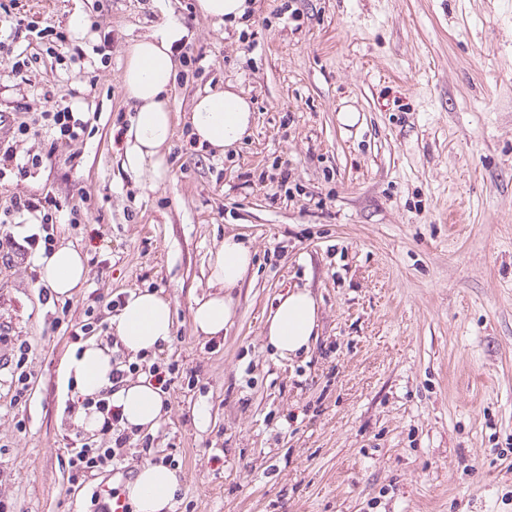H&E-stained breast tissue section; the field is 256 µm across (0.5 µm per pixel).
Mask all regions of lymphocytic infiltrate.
<instances>
[{
	"label": "lymphocytic infiltrate",
	"mask_w": 512,
	"mask_h": 512,
	"mask_svg": "<svg viewBox=\"0 0 512 512\" xmlns=\"http://www.w3.org/2000/svg\"><path fill=\"white\" fill-rule=\"evenodd\" d=\"M42 118L53 132L45 153L18 156L15 146L20 137L28 133L27 125L11 128L10 136L0 142V182L7 176H26L31 170L41 168L46 159L56 155L64 156L68 163H75L78 155L72 152V145L82 139L88 127L87 121L75 115L71 106L60 104L54 110L43 113ZM65 210L59 197L51 190L41 189L26 195H13L9 203L0 209L5 219L29 215L37 221L38 230L25 236L23 242L13 243L12 255L17 260L27 262L38 252L51 254L55 249L54 224L59 213ZM0 345L11 352L12 365L9 387L14 401L27 400L31 391L32 373L27 368L30 347L26 341L9 336L0 328ZM144 374L155 379L161 389H169L179 378L175 364L164 362L162 358H142L141 361L113 359L112 382L123 383L127 377ZM68 410L79 408L99 413L103 417L100 430L93 435L76 431L74 448L68 453V482L79 490H90V512H113L112 505L119 499L116 488L98 491L94 483L103 474H130L134 465L143 463L174 464L171 456H159L152 436L136 435L126 427L121 409L113 405L109 391H101L95 396L74 395L67 404Z\"/></svg>",
	"instance_id": "1"
}]
</instances>
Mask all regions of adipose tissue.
I'll return each mask as SVG.
<instances>
[{
  "mask_svg": "<svg viewBox=\"0 0 512 512\" xmlns=\"http://www.w3.org/2000/svg\"><path fill=\"white\" fill-rule=\"evenodd\" d=\"M182 35V27L170 23L136 41L129 50L124 71L125 88L135 105L126 133L125 163L134 171L150 166L157 179L164 172L162 149L173 133L168 92L179 66L173 46ZM190 119L196 140L223 152L242 141L253 122V112L246 97L230 85L198 97ZM251 265L252 254L244 242L236 235L226 236L209 263L210 281L219 286L220 292L197 303L193 313L196 335H223L233 315L232 301L224 291L239 285ZM40 267L41 282L63 296L71 295L87 277L80 251L68 246L42 258ZM173 323L170 301L146 290L128 296L116 332L127 352L135 356L168 343ZM317 326L318 305L312 294L304 289L291 291L280 297L266 320V342L280 357L292 358L308 351ZM65 377L83 394L110 390L112 402L121 406L127 426L150 431L161 421L165 403L156 382L141 378L113 387L109 347L94 341L84 343L68 361ZM179 487L176 470L144 463L125 491L135 512H170Z\"/></svg>",
  "mask_w": 512,
  "mask_h": 512,
  "instance_id": "adipose-tissue-1",
  "label": "adipose tissue"
}]
</instances>
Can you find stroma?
Masks as SVG:
<instances>
[{"label":"stroma","mask_w":512,"mask_h":512,"mask_svg":"<svg viewBox=\"0 0 512 512\" xmlns=\"http://www.w3.org/2000/svg\"><path fill=\"white\" fill-rule=\"evenodd\" d=\"M19 2L107 50L82 65L45 52L0 84V110L37 126L18 155L50 142L38 119L55 104L92 128L73 147L79 167L59 156L0 187V202L46 187L79 205L56 237L88 270L50 302L38 262L0 247V326L32 347L22 404L0 353L13 512H88L89 491L67 483L66 326L144 289L171 303L163 357L183 376L153 432L180 460L176 512H512V0H249L234 22L197 0ZM169 21L201 71L170 92L155 181L125 164L123 73L130 46ZM229 84L254 120L222 154L197 143L189 115ZM230 233L253 266L224 334L199 336L193 310ZM295 288L318 304V336L287 359L263 331Z\"/></svg>","instance_id":"stroma-1"}]
</instances>
